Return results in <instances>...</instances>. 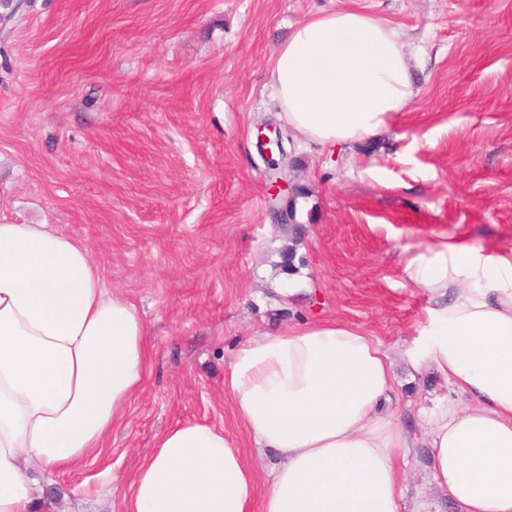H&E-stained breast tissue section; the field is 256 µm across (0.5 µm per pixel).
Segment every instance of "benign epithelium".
Instances as JSON below:
<instances>
[{
	"instance_id": "7a95c632",
	"label": "benign epithelium",
	"mask_w": 512,
	"mask_h": 512,
	"mask_svg": "<svg viewBox=\"0 0 512 512\" xmlns=\"http://www.w3.org/2000/svg\"><path fill=\"white\" fill-rule=\"evenodd\" d=\"M258 141L261 156L264 158L270 177V192L272 209L280 224L295 223V212L291 207L294 199L295 184L286 172L285 148L283 136L280 130L263 126L258 128ZM278 154L280 160H275L273 154Z\"/></svg>"
}]
</instances>
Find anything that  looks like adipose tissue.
<instances>
[{"label": "adipose tissue", "instance_id": "obj_1", "mask_svg": "<svg viewBox=\"0 0 512 512\" xmlns=\"http://www.w3.org/2000/svg\"><path fill=\"white\" fill-rule=\"evenodd\" d=\"M415 63L396 28L338 11L292 29L270 85L302 139L374 141L410 104ZM404 273L427 297L404 360L464 402L420 409L418 438L390 407L394 359L366 333L318 321L256 336L224 388L258 448L278 456L265 495L223 430L185 423L137 468L129 512H402V466L421 444L460 512H512V258L443 238ZM146 357L143 321L85 244L48 224L0 223V512H32L39 474L104 446Z\"/></svg>", "mask_w": 512, "mask_h": 512}]
</instances>
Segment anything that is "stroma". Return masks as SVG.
I'll use <instances>...</instances> for the list:
<instances>
[{
    "instance_id": "35a3bbf8",
    "label": "stroma",
    "mask_w": 512,
    "mask_h": 512,
    "mask_svg": "<svg viewBox=\"0 0 512 512\" xmlns=\"http://www.w3.org/2000/svg\"><path fill=\"white\" fill-rule=\"evenodd\" d=\"M340 10L395 26L419 62L386 139L322 147L286 127L268 73L294 26ZM0 45V223L82 240L147 336L142 389L104 448L42 478L39 512H123L138 465L180 423L223 429L269 468L224 372L287 327L340 321L389 350L412 432L419 406L452 396L400 360L427 305L404 264L460 233L512 252V0H31ZM266 122L303 192L292 224L270 212ZM294 276L308 291L284 295ZM404 488L406 504L457 512L425 449Z\"/></svg>"
}]
</instances>
